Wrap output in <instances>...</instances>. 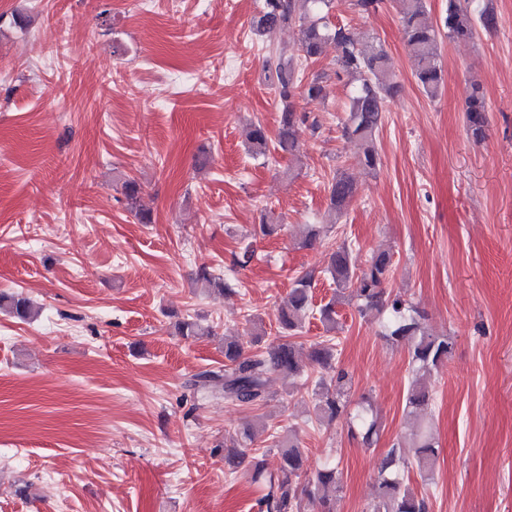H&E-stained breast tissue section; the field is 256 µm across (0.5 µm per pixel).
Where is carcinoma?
<instances>
[{"label":"carcinoma","instance_id":"1","mask_svg":"<svg viewBox=\"0 0 512 512\" xmlns=\"http://www.w3.org/2000/svg\"><path fill=\"white\" fill-rule=\"evenodd\" d=\"M403 41L416 68L414 76L418 87L433 99L441 91L444 82L440 52V30H445L452 41H470L477 28L492 31L497 27V17L491 8L473 14L462 0H448L447 8L436 24L430 17L426 0H398ZM298 25L297 51L305 61L321 59L328 49L336 52L339 69L359 82L351 98L349 116L343 126V135L357 143L359 162L374 170L379 161L376 133L382 126L386 98L397 91L390 58L384 46L373 41L361 47L354 33L345 25L331 27L318 18L309 23L297 12V0H264L263 9L253 20V29L259 34L272 32L286 25ZM267 78L281 103L279 129L275 149L296 157L301 150V133L305 129H319L317 120H309L306 112H299L294 105L296 93L309 100L322 97L320 77L302 83L296 74L293 59L281 56L266 60ZM467 131L477 141L484 139L488 124L485 96L477 84L465 99ZM249 150L254 155H266L268 139L264 128L255 125L248 135ZM356 188L349 173L336 174L328 185V214L340 218L355 196ZM140 188L134 181L124 183V195L128 205L135 210L143 224L152 223L151 213L140 208ZM394 253L387 250L371 253L366 265L358 268L353 263L351 247L341 243L330 250L323 272L336 284V295L319 310L312 307L314 273L306 271L298 276L279 307L278 331L275 339L261 354H246L236 341H224V373L206 371L195 376L193 386L208 389L224 396L227 402L256 405L266 398L268 375L272 372L300 375L304 366L297 355V346L290 337L302 328L310 315L319 314L329 336L310 346L308 366L316 372L313 407L320 424L332 425L336 417L347 410L352 389V379L343 369L333 367L336 358V340L331 333L338 330L336 306L345 300V291L356 281L355 297L360 301L359 311L365 315L390 311L389 337L404 345L410 356L411 380L406 391V406L417 414L431 409L434 400L424 381V376L438 370L451 354L453 343L448 336L426 333L421 322L409 314L410 307L400 298L386 296L383 285L393 271ZM198 279L222 291L231 292V285L223 278L202 267ZM0 310L20 320H32L38 310L22 294H0ZM178 335L185 339L209 336L212 330L204 328L193 319H182L175 325ZM269 429L265 422H247L231 440L232 449L228 461L234 467L245 466L253 479L263 476L267 469L266 456L275 452L277 470L281 477H269L264 504L267 512H301V496L317 500L325 512H333L329 491L336 490V468L327 466L319 470L315 478L299 484L304 476V451L300 446L298 431L288 430L282 435L277 430L269 434L272 445L259 452L248 453L254 442L257 428ZM438 449L434 448L425 427L415 434L412 457L401 449L392 448L380 464L375 501L369 512H427L425 498L418 496L406 481L405 475L416 470L420 477L428 479L435 467Z\"/></svg>","mask_w":512,"mask_h":512}]
</instances>
